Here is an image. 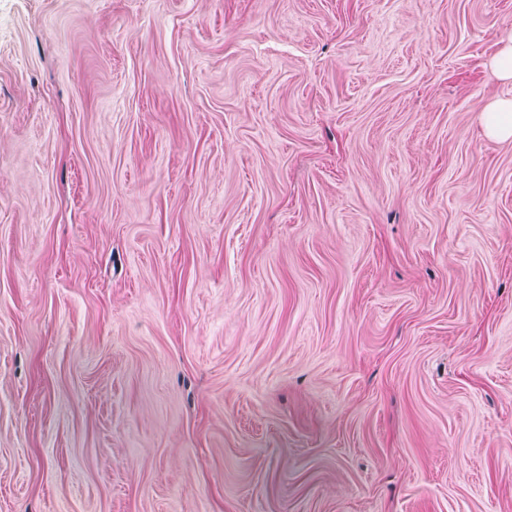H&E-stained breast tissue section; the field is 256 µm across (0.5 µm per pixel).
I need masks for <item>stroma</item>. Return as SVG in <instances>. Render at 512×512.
Wrapping results in <instances>:
<instances>
[{"label":"stroma","mask_w":512,"mask_h":512,"mask_svg":"<svg viewBox=\"0 0 512 512\" xmlns=\"http://www.w3.org/2000/svg\"><path fill=\"white\" fill-rule=\"evenodd\" d=\"M512 0H0V512H512ZM486 136L495 141L512 140V97L506 96L487 105L482 112Z\"/></svg>","instance_id":"obj_1"}]
</instances>
